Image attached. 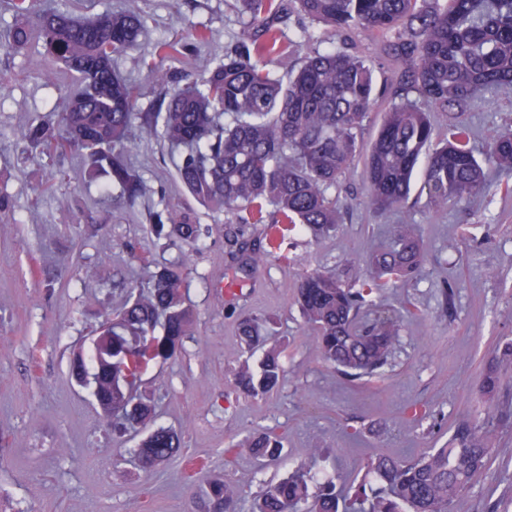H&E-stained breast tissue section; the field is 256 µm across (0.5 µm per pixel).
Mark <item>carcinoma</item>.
<instances>
[{
	"label": "carcinoma",
	"instance_id": "carcinoma-1",
	"mask_svg": "<svg viewBox=\"0 0 512 512\" xmlns=\"http://www.w3.org/2000/svg\"><path fill=\"white\" fill-rule=\"evenodd\" d=\"M248 17L237 47L200 78L181 84L178 73L149 68L167 99L165 111L138 112L136 88L117 74L115 59L134 49L146 21L136 10L80 19L63 4L10 0L13 24L7 51L41 43L61 61L77 91L62 103L59 118L28 123L22 140L49 160L80 154L85 174L108 176L132 208L145 196L143 180L127 163L134 127L156 134L180 150L177 180L199 202L237 225L229 253L241 271L265 265L272 255L270 231L278 224L304 229L317 240L339 224L338 194L361 161L366 199L375 210L401 209L415 178L436 210L486 188V168L512 173V123L501 126L482 154L471 146V131L460 118L482 95L512 90V0H236ZM296 13L323 27V49L299 54L282 50L280 24ZM351 32L390 36L389 48L402 66L397 81L377 82L375 60L348 48ZM194 41L157 47L158 55H186ZM381 109L369 134V118ZM447 118L438 133L429 113ZM149 230L175 239L185 251L156 264L147 285L125 288L121 306L106 318L93 340L89 361L76 359L71 375L84 381L91 363L93 396L104 424L146 437L133 449L141 469L151 472L179 455L181 438L154 425L155 406L140 393L152 363L182 353L195 311L185 283L201 225L183 214L151 216ZM421 240L413 224H396L389 246L369 257L351 253L342 263L363 270L355 284L315 269L305 274L295 302L322 360L353 380L372 378L392 365L412 310L378 312L375 291L408 281L417 272ZM248 348L264 342L267 321L244 316L238 322ZM512 368V344L496 356L484 376L493 393ZM284 372L282 352L266 351L257 369L244 364L234 388L256 397L277 390ZM498 445L490 420L461 422L448 444L398 460L370 458L365 476L346 500L328 480L310 492L302 466L266 485L254 512H450L453 499L470 489ZM264 466L284 448L273 432L256 433L237 444ZM239 486L210 483L194 497L193 512H236Z\"/></svg>",
	"mask_w": 512,
	"mask_h": 512
}]
</instances>
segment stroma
I'll return each instance as SVG.
<instances>
[{
    "instance_id": "1",
    "label": "stroma",
    "mask_w": 512,
    "mask_h": 512,
    "mask_svg": "<svg viewBox=\"0 0 512 512\" xmlns=\"http://www.w3.org/2000/svg\"><path fill=\"white\" fill-rule=\"evenodd\" d=\"M233 0H71L76 14L135 9L146 17L139 49L117 59L115 68L140 88L138 109L156 111L159 90L145 60L163 42L187 40L196 31L212 34L199 45L196 61L164 59V67L195 80L203 64L223 61L246 28ZM37 50L0 51V192L14 208L0 224V512H191L187 476L196 481L229 479L240 485L239 512H251L268 482L304 465L356 485L376 454L397 459L444 444L450 426L494 412L499 445L490 467L473 488L459 495L451 512H512V377L503 376L494 396L482 391L486 367L512 342V192L497 176L488 191L442 211L426 199L385 213L364 202L362 170L341 194L340 224L321 240L287 233L271 265L247 278L227 273L225 217L200 205L176 180L175 158L163 141L139 143L129 156L149 191L128 209L86 183L80 155L54 165L25 158L22 128L53 117L72 82L46 84ZM512 122V95H491L469 112L466 122L476 145ZM192 213L204 233L199 241L189 295L196 319L185 351L150 370L145 392L156 403V422L182 435L183 454L143 473L131 449L134 439L113 435L100 420L89 390L69 375V361L92 328L120 304L115 279L147 284L154 261L171 259L179 243L147 230L149 211ZM417 225L424 260L414 278L380 298L398 309L415 298L421 318L409 320L392 367L367 386L349 382L329 368L303 333L293 304L300 279L317 266L355 282L356 269L342 266L344 254L370 255L384 247L396 224ZM111 257L94 280L85 270L97 254ZM453 287L451 304L442 290ZM228 305L218 307L215 291ZM272 320L269 344L283 348L285 371L277 391L247 397L232 380L242 361L257 365L237 335L240 313ZM424 403L436 418L409 430L411 405ZM366 426L363 436L351 430ZM266 429L284 440L285 457L258 469L239 443ZM322 448L325 458L311 449Z\"/></svg>"
}]
</instances>
